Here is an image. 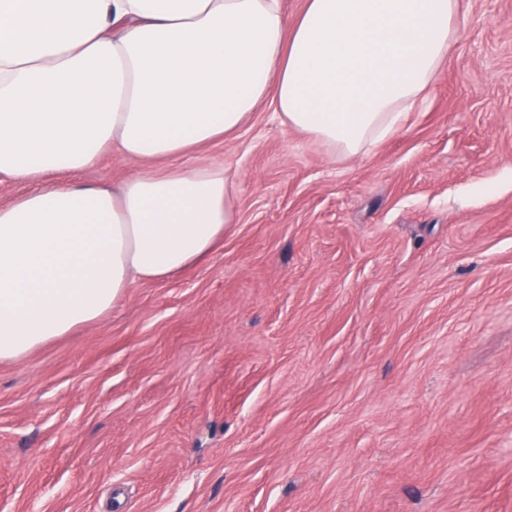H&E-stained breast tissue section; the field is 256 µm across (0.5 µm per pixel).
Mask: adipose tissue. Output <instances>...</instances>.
Wrapping results in <instances>:
<instances>
[{"label":"adipose tissue","mask_w":512,"mask_h":512,"mask_svg":"<svg viewBox=\"0 0 512 512\" xmlns=\"http://www.w3.org/2000/svg\"><path fill=\"white\" fill-rule=\"evenodd\" d=\"M458 0H0V361L192 267L235 219L223 163L153 164L236 133L265 101L345 156L407 120L459 35ZM119 187L74 176L103 152Z\"/></svg>","instance_id":"adipose-tissue-1"}]
</instances>
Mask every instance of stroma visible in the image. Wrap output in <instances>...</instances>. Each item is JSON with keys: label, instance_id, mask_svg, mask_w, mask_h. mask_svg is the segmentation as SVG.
Wrapping results in <instances>:
<instances>
[{"label": "stroma", "instance_id": "35a3bbf8", "mask_svg": "<svg viewBox=\"0 0 512 512\" xmlns=\"http://www.w3.org/2000/svg\"><path fill=\"white\" fill-rule=\"evenodd\" d=\"M460 3L371 152L265 102L182 158L223 162L234 224L0 362V512H512V0Z\"/></svg>", "mask_w": 512, "mask_h": 512}]
</instances>
